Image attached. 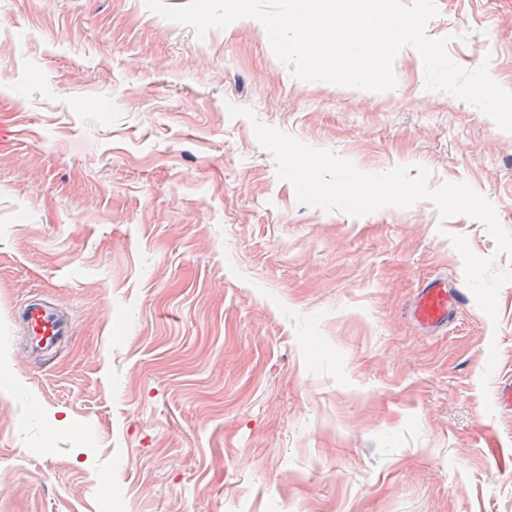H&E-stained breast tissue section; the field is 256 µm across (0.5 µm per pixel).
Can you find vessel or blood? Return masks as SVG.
Wrapping results in <instances>:
<instances>
[{"instance_id":"b4317fda","label":"vessel or blood","mask_w":512,"mask_h":512,"mask_svg":"<svg viewBox=\"0 0 512 512\" xmlns=\"http://www.w3.org/2000/svg\"><path fill=\"white\" fill-rule=\"evenodd\" d=\"M465 304V296L445 278L423 283L409 304L411 321L424 333L440 335ZM12 320L24 335V353L40 362L54 359L71 334V322L62 308L41 296L19 301Z\"/></svg>"}]
</instances>
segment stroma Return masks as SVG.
<instances>
[{
	"label": "stroma",
	"instance_id": "1",
	"mask_svg": "<svg viewBox=\"0 0 512 512\" xmlns=\"http://www.w3.org/2000/svg\"><path fill=\"white\" fill-rule=\"evenodd\" d=\"M452 60L512 90V0H436ZM295 79L264 26L197 39L143 0H0V512H512V283L447 333L406 313L464 287L478 221L432 202L360 217L298 202L252 123L364 173L465 182L512 231V133L425 87ZM251 108L254 119L227 106ZM41 293L73 339L35 367L12 307ZM464 305V293L454 283L435 278L418 288L409 304V317L422 332L440 335Z\"/></svg>",
	"mask_w": 512,
	"mask_h": 512
}]
</instances>
